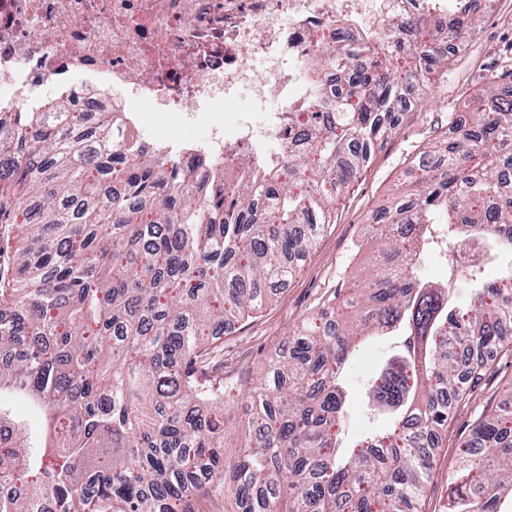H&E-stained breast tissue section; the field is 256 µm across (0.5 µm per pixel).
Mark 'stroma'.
<instances>
[{"label":"stroma","mask_w":512,"mask_h":512,"mask_svg":"<svg viewBox=\"0 0 512 512\" xmlns=\"http://www.w3.org/2000/svg\"><path fill=\"white\" fill-rule=\"evenodd\" d=\"M482 20L470 37L467 54L449 60L445 73L436 75L429 93L418 96L400 117L394 134L381 142L371 163L337 196L333 222L316 248L299 261L295 276L258 314L238 323L233 333L222 337L219 377L236 389V400L224 411L228 441L244 447L238 424L249 414L247 393L263 380L266 363L284 352L290 332L308 317L335 310L350 315L347 304L354 284L376 259L378 244L372 234L373 217L401 183L406 168L433 138L449 136L456 119L479 111L490 76H500L499 88L512 95V67L500 56L512 43V0H482ZM396 347L392 338L360 345L345 368L350 387L346 433L359 437L387 429L385 416L370 412L364 402V387L371 375ZM512 388V352L500 351L484 378L475 384L469 401L451 410L447 431L437 450L432 478L418 501L417 512H448V476L460 440L483 410L495 406Z\"/></svg>","instance_id":"1"}]
</instances>
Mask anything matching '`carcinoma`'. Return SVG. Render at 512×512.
<instances>
[{
	"instance_id": "obj_1",
	"label": "carcinoma",
	"mask_w": 512,
	"mask_h": 512,
	"mask_svg": "<svg viewBox=\"0 0 512 512\" xmlns=\"http://www.w3.org/2000/svg\"><path fill=\"white\" fill-rule=\"evenodd\" d=\"M468 0L411 22L392 42L338 30L335 111L290 114L303 147L282 163L242 157L218 181L189 155L130 144L110 112H0V224L24 244L0 266V392L46 408L42 451L21 441L0 403V512H193L220 495L236 512H414L451 407L512 334V262L502 286L470 255L469 302L417 272L428 224L448 249L474 240L512 257V101L490 82L480 112L436 140L405 172L382 213L357 307L341 327L322 312L293 330L271 385L249 392L247 445L230 461L224 403L234 387L208 371L219 337L271 300L331 223L332 204L395 129L413 79L448 67L476 27ZM35 199L38 208H20ZM28 274L20 285L9 274ZM403 337L369 383L391 428L341 444L343 373L362 336ZM512 503V390L460 443L448 512H505Z\"/></svg>"
}]
</instances>
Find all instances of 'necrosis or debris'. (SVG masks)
<instances>
[{
    "label": "necrosis or debris",
    "instance_id": "obj_1",
    "mask_svg": "<svg viewBox=\"0 0 512 512\" xmlns=\"http://www.w3.org/2000/svg\"><path fill=\"white\" fill-rule=\"evenodd\" d=\"M449 0H0V112L35 110L39 90H63L83 112L110 111L123 131L153 144L146 113L203 127L190 147L165 145L167 161L193 151L224 163L272 143L287 156L292 112H315L336 84L309 46L330 28L363 29L395 17L444 15ZM256 106L215 125L225 102Z\"/></svg>",
    "mask_w": 512,
    "mask_h": 512
}]
</instances>
